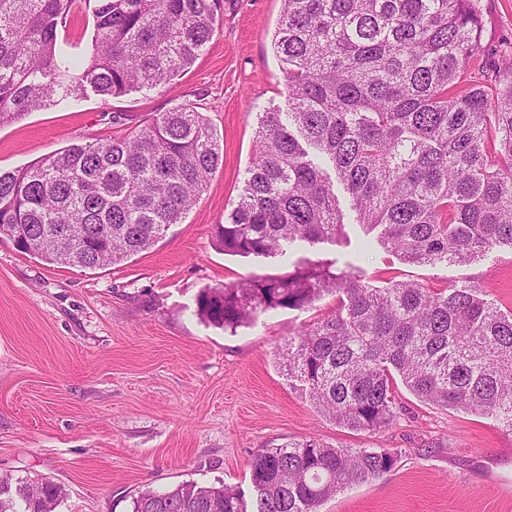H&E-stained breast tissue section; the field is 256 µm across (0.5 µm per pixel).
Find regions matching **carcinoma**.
Wrapping results in <instances>:
<instances>
[{
  "label": "carcinoma",
  "instance_id": "obj_1",
  "mask_svg": "<svg viewBox=\"0 0 512 512\" xmlns=\"http://www.w3.org/2000/svg\"><path fill=\"white\" fill-rule=\"evenodd\" d=\"M93 52L59 36L76 0H0V126L82 96L158 90L189 69L222 0H84ZM273 48L285 109L257 113L243 192L215 237L226 254L276 258L296 242L346 238L326 166L357 224L418 266H467L512 249V44L493 74L476 0H282ZM207 117L156 114L105 141L0 171V230L48 264L101 269L151 248L223 164ZM325 295L336 311L288 340V382L339 426L374 434L395 420L398 384L419 401L491 418L512 433V311L475 284L431 288L354 265L302 259L286 275L206 287L199 316L232 333L269 309ZM401 452L317 439L257 451L248 491L185 481L131 498V512H318L394 470ZM63 489L0 476V512H56Z\"/></svg>",
  "mask_w": 512,
  "mask_h": 512
}]
</instances>
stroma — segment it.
I'll return each instance as SVG.
<instances>
[{
	"mask_svg": "<svg viewBox=\"0 0 512 512\" xmlns=\"http://www.w3.org/2000/svg\"><path fill=\"white\" fill-rule=\"evenodd\" d=\"M488 69L512 42V0H477ZM282 0H223L224 21L169 86L105 99L87 94L0 127V169L14 170L72 144H89L191 102L212 121L222 166L181 223L149 250L101 270L45 263L0 235V473L47 478L66 497L58 512H129L145 490L184 481L248 487L258 449L315 438L352 448H395L381 478L329 498L320 512H512V434L492 419L417 400L385 431L353 432L288 384L289 337L332 314L334 296L304 310L274 309L228 333L202 321L205 286L293 271L308 258L353 264L373 285L416 279L442 288L480 284L512 310V250L469 266H414L366 234L343 185L346 242L289 247L287 257L228 255L214 229L235 206L254 151L258 112L285 105L272 47Z\"/></svg>",
	"mask_w": 512,
	"mask_h": 512,
	"instance_id": "obj_1",
	"label": "stroma"
}]
</instances>
